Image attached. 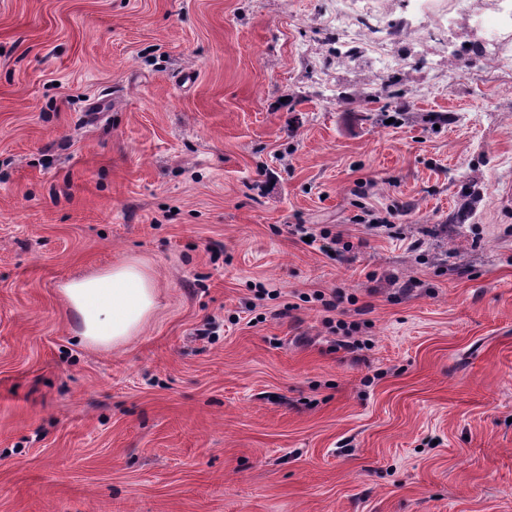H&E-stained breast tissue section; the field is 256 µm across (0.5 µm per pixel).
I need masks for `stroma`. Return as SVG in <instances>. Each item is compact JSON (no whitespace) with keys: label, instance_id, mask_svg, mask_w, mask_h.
Returning <instances> with one entry per match:
<instances>
[{"label":"stroma","instance_id":"35a3bbf8","mask_svg":"<svg viewBox=\"0 0 512 512\" xmlns=\"http://www.w3.org/2000/svg\"><path fill=\"white\" fill-rule=\"evenodd\" d=\"M375 5L398 83L330 0H0V512H512V81ZM61 291L79 318L78 335L91 346H119L142 329L158 306L156 279L136 260L71 279Z\"/></svg>","mask_w":512,"mask_h":512}]
</instances>
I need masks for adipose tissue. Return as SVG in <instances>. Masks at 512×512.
<instances>
[{"label": "adipose tissue", "mask_w": 512, "mask_h": 512, "mask_svg": "<svg viewBox=\"0 0 512 512\" xmlns=\"http://www.w3.org/2000/svg\"><path fill=\"white\" fill-rule=\"evenodd\" d=\"M61 291L79 318V336L91 346H119L142 329L158 306L156 279L136 260L69 280Z\"/></svg>", "instance_id": "adipose-tissue-1"}]
</instances>
